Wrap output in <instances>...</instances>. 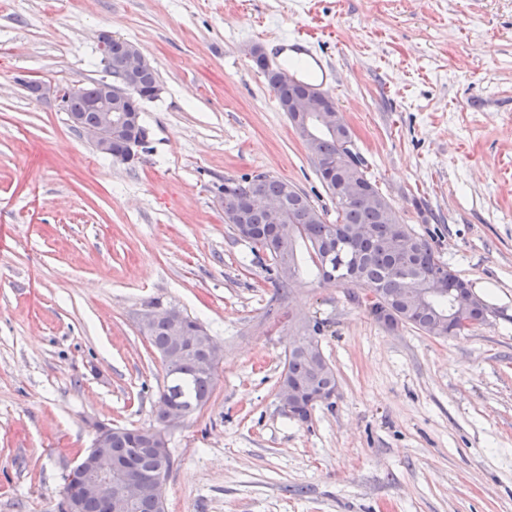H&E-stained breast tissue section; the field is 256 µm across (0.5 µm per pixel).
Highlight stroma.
Segmentation results:
<instances>
[{"label": "stroma", "mask_w": 512, "mask_h": 512, "mask_svg": "<svg viewBox=\"0 0 512 512\" xmlns=\"http://www.w3.org/2000/svg\"><path fill=\"white\" fill-rule=\"evenodd\" d=\"M302 28L369 176L485 324L388 329L318 281L305 244L286 284L225 224L219 186L257 173L336 217L249 54L279 68ZM103 31L162 87L132 164L55 97L104 77ZM154 305L223 352L207 403L166 433L165 512H512V0H0V512H64L95 425H156ZM312 322L338 387L300 423L277 391Z\"/></svg>", "instance_id": "1"}]
</instances>
